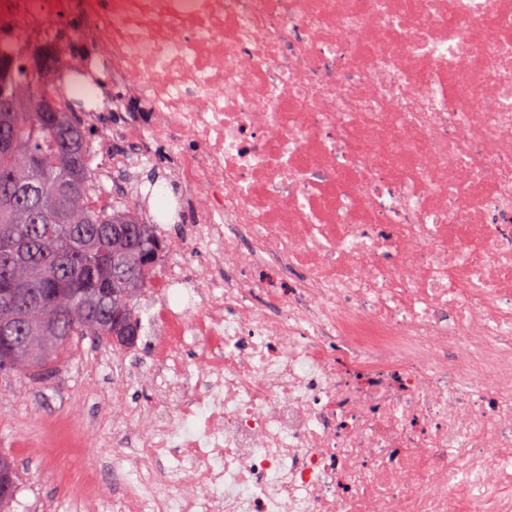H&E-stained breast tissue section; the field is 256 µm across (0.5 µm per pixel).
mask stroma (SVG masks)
<instances>
[{"instance_id":"obj_1","label":"stroma","mask_w":512,"mask_h":512,"mask_svg":"<svg viewBox=\"0 0 512 512\" xmlns=\"http://www.w3.org/2000/svg\"><path fill=\"white\" fill-rule=\"evenodd\" d=\"M153 331L151 321H144L136 348L124 352L107 344L80 341L39 384L0 372V454L15 459L19 478L11 512H71L54 475L64 457L43 456L28 446L38 434L41 418L67 409L81 421L76 434L85 444L84 461L100 476V510L109 512L112 495L119 489L112 457L123 445L113 441L111 413L100 407L98 397L111 389L113 376L126 366L145 364Z\"/></svg>"}]
</instances>
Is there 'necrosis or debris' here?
<instances>
[{"label": "necrosis or debris", "instance_id": "necrosis-or-debris-1", "mask_svg": "<svg viewBox=\"0 0 512 512\" xmlns=\"http://www.w3.org/2000/svg\"><path fill=\"white\" fill-rule=\"evenodd\" d=\"M83 20L73 57L53 34ZM158 148L151 398L112 512H512V0H0ZM136 100L145 122L112 126ZM205 267L188 272L185 256Z\"/></svg>", "mask_w": 512, "mask_h": 512}]
</instances>
